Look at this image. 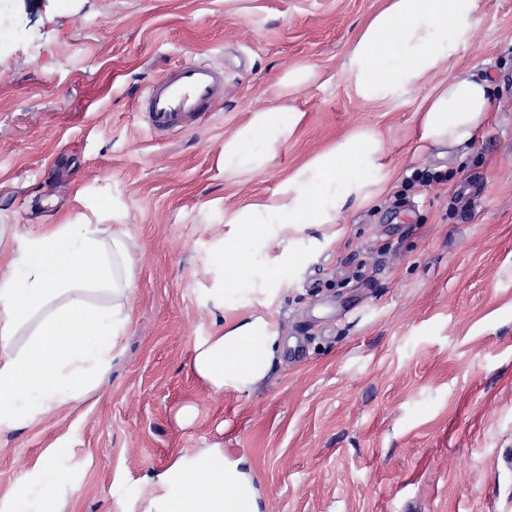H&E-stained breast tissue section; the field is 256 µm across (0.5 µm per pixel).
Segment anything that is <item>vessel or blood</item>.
<instances>
[{
    "label": "vessel or blood",
    "instance_id": "obj_1",
    "mask_svg": "<svg viewBox=\"0 0 512 512\" xmlns=\"http://www.w3.org/2000/svg\"><path fill=\"white\" fill-rule=\"evenodd\" d=\"M224 86V73L206 63L179 64L149 83L141 98L151 129H186L208 116Z\"/></svg>",
    "mask_w": 512,
    "mask_h": 512
}]
</instances>
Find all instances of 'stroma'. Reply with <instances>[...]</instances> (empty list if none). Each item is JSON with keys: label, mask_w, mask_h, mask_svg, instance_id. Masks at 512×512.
Returning <instances> with one entry per match:
<instances>
[{"label": "stroma", "mask_w": 512, "mask_h": 512, "mask_svg": "<svg viewBox=\"0 0 512 512\" xmlns=\"http://www.w3.org/2000/svg\"><path fill=\"white\" fill-rule=\"evenodd\" d=\"M383 0H0V282L27 239L60 224L120 231L133 257L129 323L90 396L0 434V495L65 441L67 512H132L147 479L218 446L246 457L261 512H512V0H486L452 66L486 78L490 119L472 143L414 150L425 96L366 102L343 72ZM224 72L211 115L149 129L142 88L174 65ZM308 62L306 117L261 172L224 179V141L278 105ZM380 134L396 175L348 208L340 236H296L273 297L270 257L229 307L266 313L284 351L247 393L212 396L191 371L220 330L224 211L271 196L351 132ZM427 175L429 185L415 183ZM195 404L185 424L178 409ZM315 77L314 68L309 64H299L288 72L281 79L282 94L285 97L299 92L307 86Z\"/></svg>", "instance_id": "obj_1"}]
</instances>
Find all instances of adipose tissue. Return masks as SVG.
Listing matches in <instances>:
<instances>
[{
    "mask_svg": "<svg viewBox=\"0 0 512 512\" xmlns=\"http://www.w3.org/2000/svg\"><path fill=\"white\" fill-rule=\"evenodd\" d=\"M485 0H385L360 29L344 65L347 80L366 101L394 102L448 68L447 80L426 97L418 141L457 147L471 142L488 120L487 80L451 69L484 9ZM304 119L288 103L253 111L224 142V177L264 170L278 146ZM394 177L377 134L358 130L294 169L270 197L225 211L224 285L245 277L240 248L254 232L274 248L276 279L295 258L293 238L305 228L337 224L351 206L373 202ZM21 279L0 283V432L37 423L84 400L109 373L113 339L129 321L133 288L129 247L120 234L104 239L94 224H60L28 239ZM108 298L95 306L87 296ZM41 321L25 347L15 340L33 316ZM284 350L283 339L262 313L228 309L224 327L194 349L191 369L215 396L251 391ZM64 447L46 449L28 482L37 487L34 512H66L71 477L60 461ZM140 512H259L251 474L223 449L200 448L156 474L139 497Z\"/></svg>",
    "mask_w": 512,
    "mask_h": 512,
    "instance_id": "ef3b65f1",
    "label": "adipose tissue"
}]
</instances>
